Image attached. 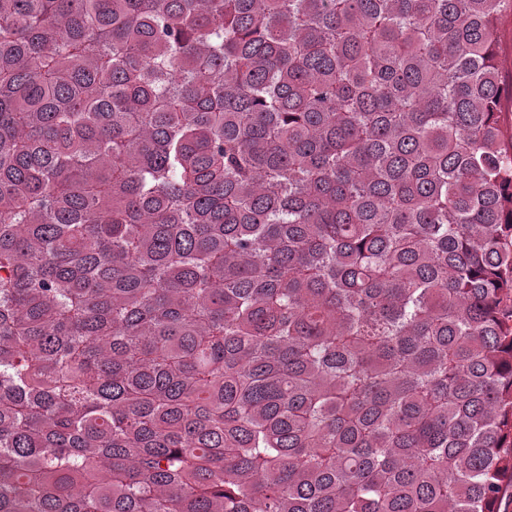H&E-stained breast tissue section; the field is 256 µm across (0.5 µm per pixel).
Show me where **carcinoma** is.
Wrapping results in <instances>:
<instances>
[{
  "label": "carcinoma",
  "instance_id": "cac0c4a2",
  "mask_svg": "<svg viewBox=\"0 0 512 512\" xmlns=\"http://www.w3.org/2000/svg\"><path fill=\"white\" fill-rule=\"evenodd\" d=\"M512 0H0V512H497ZM496 52L503 72L512 70V15L505 14L498 23Z\"/></svg>",
  "mask_w": 512,
  "mask_h": 512
}]
</instances>
